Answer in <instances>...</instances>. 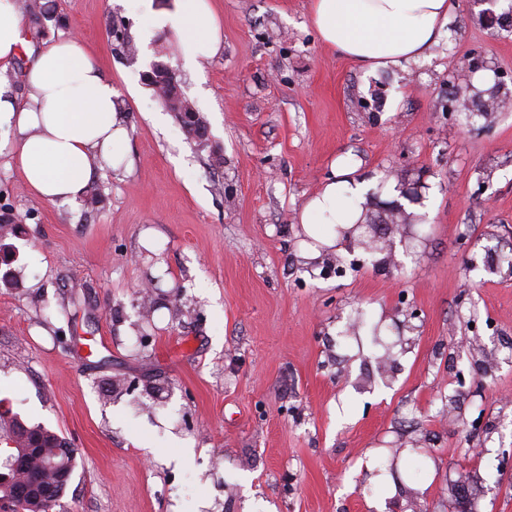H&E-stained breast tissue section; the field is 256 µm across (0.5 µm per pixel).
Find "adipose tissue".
<instances>
[{
  "label": "adipose tissue",
  "instance_id": "obj_1",
  "mask_svg": "<svg viewBox=\"0 0 512 512\" xmlns=\"http://www.w3.org/2000/svg\"><path fill=\"white\" fill-rule=\"evenodd\" d=\"M144 38L172 31L191 61L222 47L221 20L210 0H137ZM319 39L373 72L415 61L437 44L448 24V0H311ZM25 19L17 0H0V72L25 45ZM24 93L0 82V129L13 131L12 155L34 198L77 203L91 183L128 153L130 133L118 110L119 93L77 38L51 42L28 66ZM366 187L346 158L333 163L330 180L303 204L299 222L328 246L365 213Z\"/></svg>",
  "mask_w": 512,
  "mask_h": 512
}]
</instances>
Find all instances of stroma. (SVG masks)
Here are the masks:
<instances>
[{"mask_svg": "<svg viewBox=\"0 0 512 512\" xmlns=\"http://www.w3.org/2000/svg\"><path fill=\"white\" fill-rule=\"evenodd\" d=\"M47 2L65 23L36 47L81 38L131 138L95 209L35 199L0 147L24 218L0 231V401L75 448L56 512H457L460 481L472 512H512V279L486 264L512 251L506 0H449L425 57L371 75L310 0H212L224 47L197 65L142 41L136 0ZM155 61L206 146L146 85ZM342 156L418 238L341 252L339 277L297 216Z\"/></svg>", "mask_w": 512, "mask_h": 512, "instance_id": "stroma-1", "label": "stroma"}]
</instances>
